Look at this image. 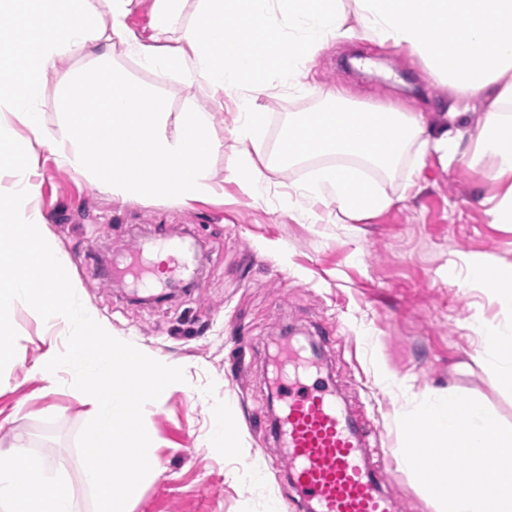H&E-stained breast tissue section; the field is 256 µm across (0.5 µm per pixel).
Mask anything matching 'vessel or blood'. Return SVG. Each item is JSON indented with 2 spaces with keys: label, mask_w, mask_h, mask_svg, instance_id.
I'll return each mask as SVG.
<instances>
[{
  "label": "vessel or blood",
  "mask_w": 512,
  "mask_h": 512,
  "mask_svg": "<svg viewBox=\"0 0 512 512\" xmlns=\"http://www.w3.org/2000/svg\"><path fill=\"white\" fill-rule=\"evenodd\" d=\"M168 272L189 273L192 256L174 242L160 244ZM135 287H160L161 278L141 250L133 252ZM285 367L274 385L282 401L278 432L287 443L288 471L299 494L315 512H396L381 491L382 472L364 462L365 437L342 412L334 391L304 361L302 347L283 349Z\"/></svg>",
  "instance_id": "obj_1"
}]
</instances>
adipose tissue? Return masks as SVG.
<instances>
[{
	"label": "adipose tissue",
	"instance_id": "ef3b65f1",
	"mask_svg": "<svg viewBox=\"0 0 512 512\" xmlns=\"http://www.w3.org/2000/svg\"><path fill=\"white\" fill-rule=\"evenodd\" d=\"M107 14L88 10L85 0H0V13L15 22L0 27V165L27 166L5 119L14 113L33 135H40L34 105L44 75L61 52L93 57L94 67L63 90L65 112L98 98L99 111L69 125L56 144L60 158L92 174L115 197H169L183 202L212 190L207 180L215 145L204 115L185 113L180 132L168 137L164 102L144 86L111 68L113 44L161 73L177 72L188 84L203 86L216 107L232 98L239 112L229 133L239 144L236 176L252 194L266 190L269 160L261 152L265 117L258 99L269 90L301 82L308 62L331 39H348L341 0H197V20L186 25L174 44L160 41L180 17L185 0H155L156 35L142 38L126 24L137 0H106ZM365 37L403 48L423 59L430 77L467 98L486 103L476 132L459 125L462 111L452 108L447 125L427 131L419 113L394 108L353 112L336 89L329 111L297 114L281 136L278 159L290 165L327 156L289 197L318 203L349 218L376 215L392 203L367 171L389 174L411 144L450 163L468 156L490 157L492 179L508 180L498 196L482 199L492 223L512 224V0H355ZM108 72L109 92L98 74ZM103 139L93 147L90 137ZM459 266L474 283L512 308V272L476 255ZM486 355L500 383L512 388V327L483 324ZM45 465L22 444L0 451V500L10 512H76L69 483H59L50 498L38 485Z\"/></svg>",
	"mask_w": 512,
	"mask_h": 512
}]
</instances>
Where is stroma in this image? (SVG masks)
<instances>
[{
    "mask_svg": "<svg viewBox=\"0 0 512 512\" xmlns=\"http://www.w3.org/2000/svg\"><path fill=\"white\" fill-rule=\"evenodd\" d=\"M111 64L164 101L168 136H176L184 112L206 114L217 145L208 165L212 193L187 204L116 198L52 153L49 142L67 133L61 89L93 65L67 52L37 98L41 140L17 117L9 119L11 135L30 144L33 159L0 172V191L37 182L32 207L48 238L75 256L67 272L89 315L113 336L184 370V382L144 408L160 468L126 512H270L273 504L279 512H305L278 467L286 454L269 409L272 349L287 333L317 351L342 408L377 434L365 450L370 466L382 451L401 446L399 419L424 396L474 398L512 426V390L488 367L476 331L483 322H512V312L457 264L470 254L512 268V226L490 223L480 204L505 188L489 178L490 159L475 167L466 158L445 165L428 155L419 163L408 151L382 184L393 200L387 210L342 224L318 205L313 222L300 204L278 199L324 157L287 169L272 165L266 194L252 195L233 177L235 104L214 109L205 90L146 69L119 45ZM308 68L304 92L276 89L259 99L267 157L296 113L330 109L323 92L333 86L361 107L422 113L431 129L445 123L458 98L431 80L421 58L360 34L328 40ZM156 236L197 243L203 266L194 288L140 302L131 288L113 283L111 265L126 263L134 245ZM12 319L18 339L0 373V450L23 439L49 474H67L78 512H94L92 491L79 479L76 444L89 407L73 395L67 374L49 389L32 373L47 350H63L68 330L24 304ZM225 412L236 435L229 450L209 443L213 417ZM254 468L261 480L248 477ZM383 490L398 512H437L433 497L401 467H393Z\"/></svg>",
    "mask_w": 512,
    "mask_h": 512,
    "instance_id": "1",
    "label": "stroma"
}]
</instances>
